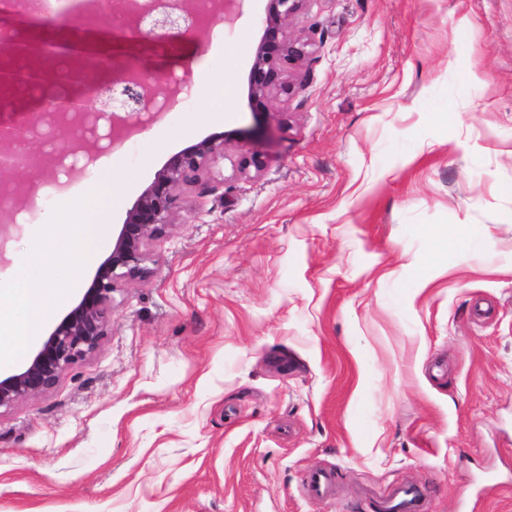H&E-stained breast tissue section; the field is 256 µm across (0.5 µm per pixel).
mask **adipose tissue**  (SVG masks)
Wrapping results in <instances>:
<instances>
[{
	"mask_svg": "<svg viewBox=\"0 0 512 512\" xmlns=\"http://www.w3.org/2000/svg\"><path fill=\"white\" fill-rule=\"evenodd\" d=\"M92 196L74 200L63 196L55 216V227L66 234V249L74 258H88L93 239L102 227L91 224L72 231L67 219L76 208H91ZM66 298L65 290H53L40 258L16 261L13 280L0 289V367H7L25 356L39 339L42 329Z\"/></svg>",
	"mask_w": 512,
	"mask_h": 512,
	"instance_id": "adipose-tissue-1",
	"label": "adipose tissue"
}]
</instances>
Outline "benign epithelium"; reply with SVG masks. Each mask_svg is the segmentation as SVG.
<instances>
[{
  "label": "benign epithelium",
  "mask_w": 512,
  "mask_h": 512,
  "mask_svg": "<svg viewBox=\"0 0 512 512\" xmlns=\"http://www.w3.org/2000/svg\"><path fill=\"white\" fill-rule=\"evenodd\" d=\"M55 17L76 23L75 35L56 42L31 43L17 36L10 54L34 60L37 66L23 73L9 64L0 67V86L13 88L22 82L42 85L48 79L44 64L64 62L72 81L70 94L56 101H44L38 111L26 113L25 131L0 125V172L12 176L1 180L11 193L13 208L0 211L10 217L27 206L29 193L53 169H32L18 160L16 145L22 139L42 138L44 127L79 130L80 138L101 148L104 140L120 145L139 132L151 107L167 99L172 91L171 72L148 71L141 67L125 72L109 64L127 55H141L138 45L171 43L201 32L196 19L198 0H181L178 11H159L149 0H112L113 9L123 16L121 25L85 26L79 21L98 9V0H57ZM241 0H209L210 12L224 14L230 22ZM308 0H269L263 34L247 77L248 97L257 109L267 108L273 95L290 94L295 84L285 70L291 61L306 56L308 39L288 35V20L298 15ZM93 64L101 77L92 86L79 80L83 68ZM224 158V136H209L176 154L156 174L127 211L112 252L98 266L90 287L77 304L47 336L41 347L18 372L0 378V409L48 392L63 373L83 360L100 344L112 322L114 293L148 276L153 243L169 232L180 208L183 192L212 173ZM264 162L259 151L245 150L239 168L260 171Z\"/></svg>",
  "instance_id": "7a95c632"
}]
</instances>
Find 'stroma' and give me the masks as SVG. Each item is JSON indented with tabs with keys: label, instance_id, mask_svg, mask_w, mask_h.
<instances>
[{
	"label": "stroma",
	"instance_id": "obj_1",
	"mask_svg": "<svg viewBox=\"0 0 512 512\" xmlns=\"http://www.w3.org/2000/svg\"><path fill=\"white\" fill-rule=\"evenodd\" d=\"M266 4L148 55L186 83L181 111L75 178L101 195L71 223L104 233L48 267H79L72 305L168 159L231 135L98 348L0 413V512H371L399 486L417 512H512V0H309L299 88L263 114ZM256 128L265 166L239 173ZM58 205L0 226V285ZM331 483V474L321 469L311 470L305 479V487L313 498H324Z\"/></svg>",
	"mask_w": 512,
	"mask_h": 512
}]
</instances>
